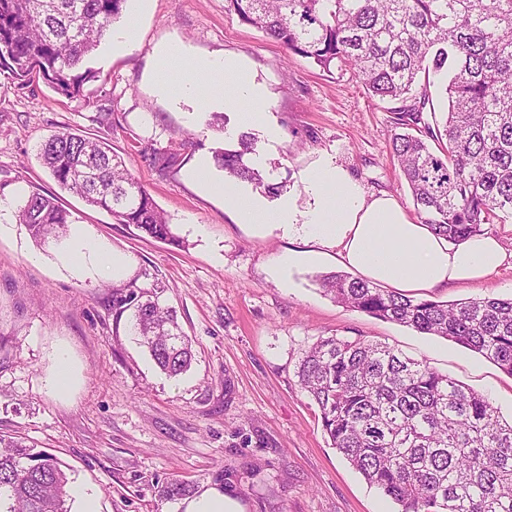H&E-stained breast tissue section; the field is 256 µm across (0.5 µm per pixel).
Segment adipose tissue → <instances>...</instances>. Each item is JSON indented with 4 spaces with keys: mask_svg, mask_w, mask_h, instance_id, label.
I'll return each instance as SVG.
<instances>
[{
    "mask_svg": "<svg viewBox=\"0 0 512 512\" xmlns=\"http://www.w3.org/2000/svg\"><path fill=\"white\" fill-rule=\"evenodd\" d=\"M204 74L215 89L223 90L226 104L244 108L259 93L237 57L190 60L177 45L158 56L159 89H179L190 95L193 82L173 86V67ZM308 179L328 199L304 223L289 224V235H303L325 248L336 249L342 262L363 278L401 293L419 294L455 284H475L503 266L512 267V251L497 237H474L449 244L427 225L414 222L400 202L386 192L368 193L344 165L317 168Z\"/></svg>",
    "mask_w": 512,
    "mask_h": 512,
    "instance_id": "1",
    "label": "adipose tissue"
}]
</instances>
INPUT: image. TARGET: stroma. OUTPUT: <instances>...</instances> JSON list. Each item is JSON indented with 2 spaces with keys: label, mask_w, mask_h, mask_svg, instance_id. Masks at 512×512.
I'll list each match as a JSON object with an SVG mask.
<instances>
[{
  "label": "stroma",
  "mask_w": 512,
  "mask_h": 512,
  "mask_svg": "<svg viewBox=\"0 0 512 512\" xmlns=\"http://www.w3.org/2000/svg\"><path fill=\"white\" fill-rule=\"evenodd\" d=\"M135 32L124 52L102 40L90 65L99 76L69 99L45 82L19 86L0 69V433L22 436L68 468L70 489L96 494L99 512H180L158 489L176 478L191 493L207 487L239 495L246 512H397L335 448L296 368L318 338L361 337L426 362L487 396L512 417V377L477 353L438 336L353 310L325 295L318 278L343 271L335 250L286 268L289 253L310 249L275 225L238 223L225 185L279 215L288 204L314 206L302 172L341 163L366 192L384 191L405 209L413 201L389 152L390 102L372 97L351 71L322 69L242 23L225 0H126L111 26ZM180 44L194 58L241 57L262 98L257 121L226 105L207 80L189 100L158 89L156 55ZM224 129L212 130L214 115ZM75 129L107 139L149 191L185 247L116 223L105 210L61 189L38 158L50 135ZM192 141L163 171L146 160L181 133ZM250 138L249 166L273 196L232 180L213 165L216 149ZM56 196L71 223L104 253L125 258L111 273H75L65 244L34 240L14 211L31 190ZM164 288L195 360L185 374L161 373L112 314V291L128 283ZM426 298L464 302L512 296V269L482 284L429 290ZM73 361L71 388L50 390L58 349Z\"/></svg>",
  "instance_id": "1"
}]
</instances>
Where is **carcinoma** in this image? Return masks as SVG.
<instances>
[{"instance_id": "cac0c4a2", "label": "carcinoma", "mask_w": 512, "mask_h": 512, "mask_svg": "<svg viewBox=\"0 0 512 512\" xmlns=\"http://www.w3.org/2000/svg\"><path fill=\"white\" fill-rule=\"evenodd\" d=\"M126 0H0V68L19 85L43 80L80 95L98 77L91 55ZM241 21L323 69H352L390 108V154L422 222L459 244L483 224L512 223V0H226ZM443 74L436 110L430 75ZM441 117H436V114ZM240 149L215 151L230 177L264 184ZM64 189L118 224L183 246L150 193L104 140L59 132L39 148ZM266 185V184H264ZM267 192L283 191L279 183ZM17 222L60 240L69 214L33 191ZM348 307L452 340L512 376V298L460 303L416 299L348 274L319 278ZM164 288L112 292V314L157 368L191 366L189 341ZM331 446L400 512H512V420L485 395L421 361L360 337H321L297 368ZM69 478L50 453L0 435V512H68Z\"/></svg>"}]
</instances>
